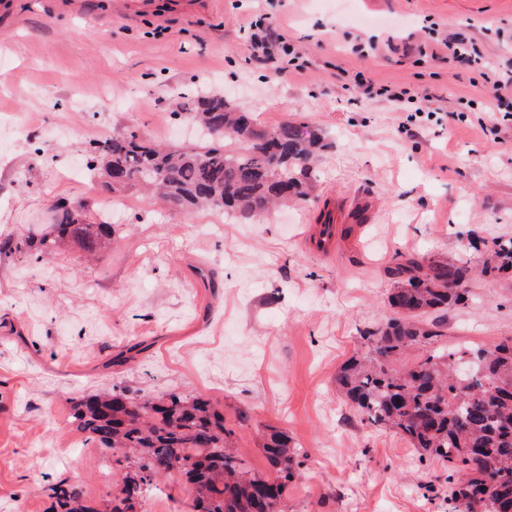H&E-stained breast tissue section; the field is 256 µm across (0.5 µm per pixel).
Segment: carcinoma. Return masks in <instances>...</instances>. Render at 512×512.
Masks as SVG:
<instances>
[{
    "mask_svg": "<svg viewBox=\"0 0 512 512\" xmlns=\"http://www.w3.org/2000/svg\"><path fill=\"white\" fill-rule=\"evenodd\" d=\"M181 115L210 139L169 150L134 132L116 133L94 147L90 175L103 168L127 177L112 183L114 191L140 185L147 196L187 209L252 216L308 196L319 140L302 126L266 129L254 113L216 94L182 97ZM69 240L106 249L112 225L81 224L58 204L50 233L0 237V257L39 258ZM487 253L482 274L512 270V238L494 241ZM472 273L453 261L397 263L388 298L394 316L361 333L365 352L341 367L336 382L363 422L395 431L420 459L448 467L455 512H512V338L488 348L443 342V313L467 300L461 284ZM68 418L112 458L115 492L101 511L81 485L61 480L49 488L51 512H138L149 492L173 476L191 489L193 512H280L303 465L288 434L268 427V472L255 470L238 454L224 411L204 395L138 397L114 388L73 401Z\"/></svg>",
    "mask_w": 512,
    "mask_h": 512,
    "instance_id": "obj_1",
    "label": "carcinoma"
}]
</instances>
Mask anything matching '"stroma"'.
Here are the masks:
<instances>
[{
    "label": "stroma",
    "instance_id": "stroma-1",
    "mask_svg": "<svg viewBox=\"0 0 512 512\" xmlns=\"http://www.w3.org/2000/svg\"><path fill=\"white\" fill-rule=\"evenodd\" d=\"M259 13L304 72L249 59L242 25ZM446 34L467 37L483 67L432 57ZM371 41L376 54L354 52ZM484 68L512 79V0H0V236L29 235L61 202L115 226L94 258L72 242L0 259V512H47L66 478L93 504L111 494L101 450L67 416L112 387L213 397L259 470L258 428L288 431L304 461L288 512H448L447 467L362 423L336 372L392 316L397 260L475 266L512 238V100L488 113ZM358 74L428 95L432 118L407 129L385 98L351 102ZM188 91L321 137L311 200L243 217L89 177L91 147L116 132L193 145L175 117ZM352 199L368 207L363 228L334 255L314 249L320 211ZM467 290L445 318L448 344L512 337V275ZM138 342L135 361L104 369Z\"/></svg>",
    "mask_w": 512,
    "mask_h": 512
}]
</instances>
